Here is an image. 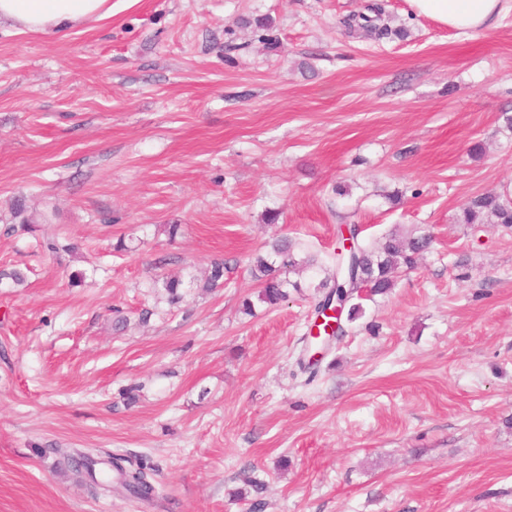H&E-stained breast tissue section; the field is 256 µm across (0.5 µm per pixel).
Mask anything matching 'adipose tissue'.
I'll return each instance as SVG.
<instances>
[{
    "label": "adipose tissue",
    "instance_id": "obj_1",
    "mask_svg": "<svg viewBox=\"0 0 512 512\" xmlns=\"http://www.w3.org/2000/svg\"><path fill=\"white\" fill-rule=\"evenodd\" d=\"M411 11L448 27L475 32L499 13L501 0H407ZM112 0H0V20L21 32L61 33L111 17Z\"/></svg>",
    "mask_w": 512,
    "mask_h": 512
}]
</instances>
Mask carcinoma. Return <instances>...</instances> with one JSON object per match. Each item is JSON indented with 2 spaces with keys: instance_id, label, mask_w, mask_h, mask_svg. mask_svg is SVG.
<instances>
[{
  "instance_id": "cac0c4a2",
  "label": "carcinoma",
  "mask_w": 512,
  "mask_h": 512,
  "mask_svg": "<svg viewBox=\"0 0 512 512\" xmlns=\"http://www.w3.org/2000/svg\"><path fill=\"white\" fill-rule=\"evenodd\" d=\"M372 15H360L348 18L344 26L351 31L361 30L378 40L393 35V31L385 25L378 24L383 14L380 4L369 6ZM493 224L512 227V198L500 194L486 193L472 199L463 209L460 221L463 224H477L482 219ZM430 237L421 235L401 241L393 236L383 238L376 246L359 243L352 251L336 253V275L320 281L315 288L322 293L324 301L333 299L349 303L347 321L351 322L362 316L361 300L370 296L387 293L393 287L394 277L401 267L413 268L419 256L429 249ZM294 243L288 238L276 240L271 245L268 257H259L251 268V274L260 282L257 294L259 302L275 307L287 300V285L298 289L300 285L290 283L287 272L298 265L295 258ZM224 284V262L214 261L201 285L205 291L220 288ZM168 302L172 305L179 303L182 280L169 278L163 281ZM125 458L115 456L112 466L119 476V484L132 496L150 501L155 496V487L148 480L146 467L139 463L125 467ZM67 466L71 471L81 476L87 475L95 480L93 471L94 460L89 457H67Z\"/></svg>"
}]
</instances>
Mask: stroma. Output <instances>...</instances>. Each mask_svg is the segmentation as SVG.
Instances as JSON below:
<instances>
[{
	"label": "stroma",
	"instance_id": "35a3bbf8",
	"mask_svg": "<svg viewBox=\"0 0 512 512\" xmlns=\"http://www.w3.org/2000/svg\"><path fill=\"white\" fill-rule=\"evenodd\" d=\"M371 2L0 25V270L25 275L0 281V512H512V228L456 221L512 191V0L467 37L406 0L399 37L345 34ZM342 224L433 244L325 348ZM279 236L314 264L270 308L250 268ZM76 451L143 463L157 497L110 468L91 490Z\"/></svg>",
	"mask_w": 512,
	"mask_h": 512
}]
</instances>
